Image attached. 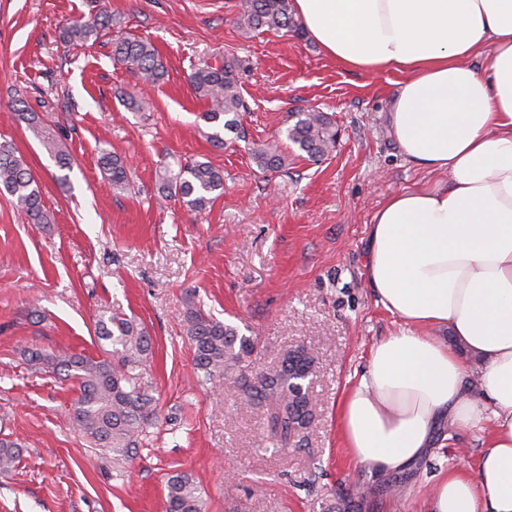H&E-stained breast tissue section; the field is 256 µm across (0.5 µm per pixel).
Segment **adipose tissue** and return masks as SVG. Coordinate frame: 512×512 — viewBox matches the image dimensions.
Segmentation results:
<instances>
[{"mask_svg": "<svg viewBox=\"0 0 512 512\" xmlns=\"http://www.w3.org/2000/svg\"><path fill=\"white\" fill-rule=\"evenodd\" d=\"M292 3L325 55L403 74L388 130L407 162L439 177L372 216L368 286L400 327L341 398L342 445L388 475L427 454L441 420L491 416L476 471L442 472L429 512H512V0Z\"/></svg>", "mask_w": 512, "mask_h": 512, "instance_id": "ef3b65f1", "label": "adipose tissue"}]
</instances>
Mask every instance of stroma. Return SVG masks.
Segmentation results:
<instances>
[{"instance_id": "obj_1", "label": "stroma", "mask_w": 512, "mask_h": 512, "mask_svg": "<svg viewBox=\"0 0 512 512\" xmlns=\"http://www.w3.org/2000/svg\"><path fill=\"white\" fill-rule=\"evenodd\" d=\"M237 0H0V143L27 161L49 223L35 226L0 190V438L23 446L0 474V512H164L168 478L192 475L205 512H320L322 498L375 475L351 460L338 405L372 347L399 327L365 276L367 230L391 195L435 182L400 155L385 122L402 76H366L324 55L308 35L235 23ZM112 28L68 46L70 19L98 12ZM152 42L167 69L158 84L112 59L115 38ZM241 60L243 138L208 139V104L189 77L221 57ZM150 106H124L122 92ZM329 114L341 131L320 162L280 141L288 165L264 171L251 156L296 112ZM35 117L69 154L60 166L27 123ZM278 140V139H277ZM120 157L130 187L113 191L98 164ZM200 160L224 173L202 212L158 191L163 165ZM250 337V370L275 369L291 350L314 356V418L298 446L272 443L266 408L225 380L198 382L184 332L187 299ZM122 312L148 330L141 369L158 417L137 457L115 465L73 425L72 381L32 366L26 352L97 358L100 316ZM491 430L441 427L439 448L406 488L374 512H429L436 473L475 468Z\"/></svg>"}]
</instances>
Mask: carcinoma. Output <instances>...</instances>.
Returning <instances> with one entry per match:
<instances>
[{"mask_svg":"<svg viewBox=\"0 0 512 512\" xmlns=\"http://www.w3.org/2000/svg\"><path fill=\"white\" fill-rule=\"evenodd\" d=\"M237 24L247 33L260 29L298 30L292 0H240ZM110 27L112 19L105 14L80 17L63 29L62 38L69 43L86 44ZM112 53L117 61L135 66L148 82H159L165 76L163 62L147 40L117 39L112 43ZM190 82L195 92L209 101V109L203 113V120L213 128L209 138L224 143V131L237 132L238 112L244 108L238 63L230 58L220 64L207 62L190 75ZM336 132L329 116L308 111L295 115L294 124L286 129V138L308 160L318 162L335 148ZM252 155L263 170H280L288 162L275 140L257 146ZM99 165L112 189L128 188L126 167L119 157L105 150L100 154ZM158 182L161 196H178L197 212L206 210L224 192L223 172L206 161H194L176 172L165 168L158 174ZM0 186L14 198L30 223H50L37 179L22 156L7 144L0 145ZM94 333L110 345L103 357L33 351L29 362L74 380L78 384L75 428L93 445L112 453V457L129 461L141 444V435L156 418L155 398L142 384L139 372L151 354L150 337L137 319L118 314L99 317ZM185 333L194 349L199 382L214 384L237 375L235 383L243 398L267 406L269 430L276 445H293L313 416L314 403L307 383L314 364L312 354L300 347L286 354L276 369L250 377L243 372L242 364L252 355L255 345L234 327L192 306L185 315ZM20 448L18 441L0 438V473L15 467ZM411 478L408 474L388 485L369 482L347 497H329L322 502V512H373L382 493L398 490ZM165 512H203L202 496L191 475L176 473L170 477Z\"/></svg>","mask_w":512,"mask_h":512,"instance_id":"carcinoma-1","label":"carcinoma"}]
</instances>
